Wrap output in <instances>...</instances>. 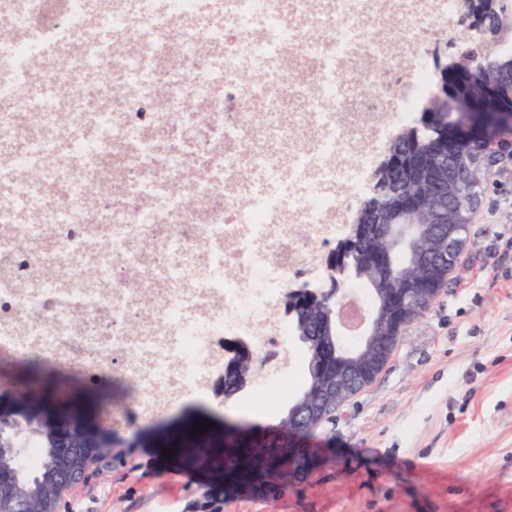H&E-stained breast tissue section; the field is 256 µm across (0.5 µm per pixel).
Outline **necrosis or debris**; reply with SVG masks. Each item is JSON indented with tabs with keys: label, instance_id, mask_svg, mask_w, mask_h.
Segmentation results:
<instances>
[{
	"label": "necrosis or debris",
	"instance_id": "necrosis-or-debris-1",
	"mask_svg": "<svg viewBox=\"0 0 512 512\" xmlns=\"http://www.w3.org/2000/svg\"><path fill=\"white\" fill-rule=\"evenodd\" d=\"M456 3L0 0V368L134 383L116 430L208 394L228 336L282 385L277 300L432 97Z\"/></svg>",
	"mask_w": 512,
	"mask_h": 512
}]
</instances>
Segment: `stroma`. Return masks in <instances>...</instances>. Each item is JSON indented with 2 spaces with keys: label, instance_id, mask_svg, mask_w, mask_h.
<instances>
[{
  "label": "stroma",
  "instance_id": "1",
  "mask_svg": "<svg viewBox=\"0 0 512 512\" xmlns=\"http://www.w3.org/2000/svg\"><path fill=\"white\" fill-rule=\"evenodd\" d=\"M482 193L459 266L434 303L402 333L372 383L348 398L304 440L316 460L306 475L271 473L228 481L188 451L165 457V439L211 420L205 437L224 442V422L270 428L305 382L298 341L278 392L251 381L223 403L189 397L173 413L120 431L111 464L66 492L60 512H512V156L482 170ZM0 386V408L46 418L78 415L95 425L104 394L56 391L67 374L44 379L41 401L21 404Z\"/></svg>",
  "mask_w": 512,
  "mask_h": 512
}]
</instances>
